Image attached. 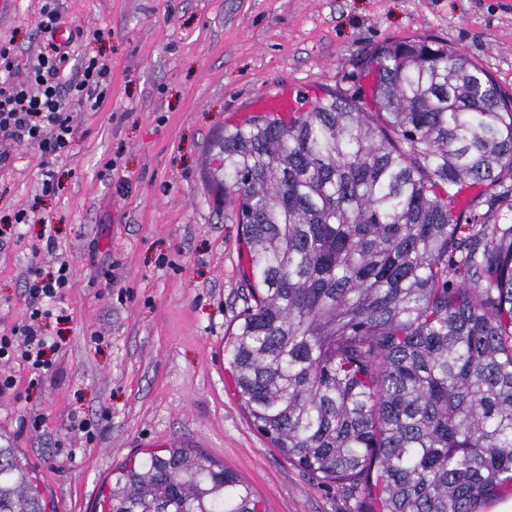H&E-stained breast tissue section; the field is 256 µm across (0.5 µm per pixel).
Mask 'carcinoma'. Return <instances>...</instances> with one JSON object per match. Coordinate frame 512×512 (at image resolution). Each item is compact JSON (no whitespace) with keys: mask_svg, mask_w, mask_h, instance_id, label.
<instances>
[{"mask_svg":"<svg viewBox=\"0 0 512 512\" xmlns=\"http://www.w3.org/2000/svg\"><path fill=\"white\" fill-rule=\"evenodd\" d=\"M370 64L378 111L332 94L217 142L255 277L235 385L283 456L362 486L365 512H479L512 489V108L439 41ZM0 512H46L2 446ZM103 512L259 510L235 472L168 448L123 468Z\"/></svg>","mask_w":512,"mask_h":512,"instance_id":"obj_1","label":"carcinoma"}]
</instances>
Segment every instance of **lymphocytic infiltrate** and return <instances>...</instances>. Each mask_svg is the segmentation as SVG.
I'll return each instance as SVG.
<instances>
[{"label":"lymphocytic infiltrate","instance_id":"obj_1","mask_svg":"<svg viewBox=\"0 0 512 512\" xmlns=\"http://www.w3.org/2000/svg\"><path fill=\"white\" fill-rule=\"evenodd\" d=\"M61 26L56 0H42L37 28L47 37L49 49L28 58L20 79L14 75L13 42L0 41V168L9 165L15 144L37 145L51 159L66 154L75 134L74 112L98 110L109 92L111 67L97 57H84L74 77L64 78L70 57L67 44L56 39ZM70 286L67 262H60L50 275L33 272L23 319L11 335L0 336L1 362L21 360L37 376L50 368L39 323Z\"/></svg>","mask_w":512,"mask_h":512}]
</instances>
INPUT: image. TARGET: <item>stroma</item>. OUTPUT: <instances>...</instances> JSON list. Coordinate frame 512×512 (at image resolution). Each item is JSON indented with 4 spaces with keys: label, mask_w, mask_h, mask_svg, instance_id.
Listing matches in <instances>:
<instances>
[{
    "label": "stroma",
    "mask_w": 512,
    "mask_h": 512,
    "mask_svg": "<svg viewBox=\"0 0 512 512\" xmlns=\"http://www.w3.org/2000/svg\"><path fill=\"white\" fill-rule=\"evenodd\" d=\"M80 26L66 70L112 69L102 107L73 115L66 155L11 148L0 168V336L28 302L31 266L68 262L72 286L46 331L51 370L0 362V445L19 449L50 512H100L118 469L160 444L189 446L235 472L261 512H363L361 489L323 485L254 426L225 346L253 285L247 246L212 158L254 98L288 86L304 107L346 90L374 110L366 62L419 36L460 47L512 98V0H58ZM41 0L7 23L19 62L37 52ZM110 31L97 41L94 30ZM111 174H104L106 162ZM62 191L39 197L44 165ZM56 248L33 257L44 225Z\"/></svg>",
    "instance_id": "stroma-1"
}]
</instances>
